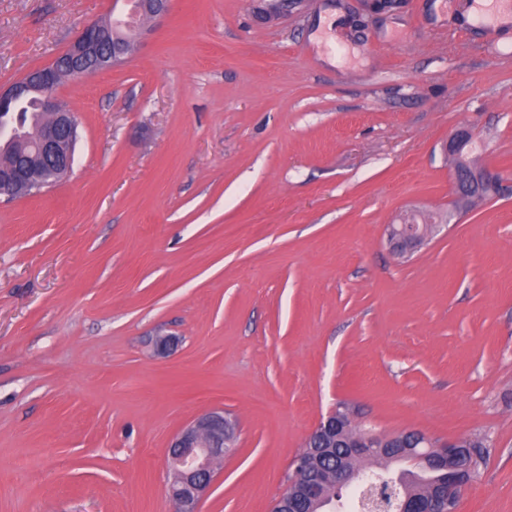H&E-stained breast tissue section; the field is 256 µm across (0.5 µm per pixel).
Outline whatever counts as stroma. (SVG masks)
<instances>
[{
	"instance_id": "obj_1",
	"label": "stroma",
	"mask_w": 512,
	"mask_h": 512,
	"mask_svg": "<svg viewBox=\"0 0 512 512\" xmlns=\"http://www.w3.org/2000/svg\"><path fill=\"white\" fill-rule=\"evenodd\" d=\"M112 6L0 0V87ZM56 94L71 173L0 195V512H171L169 444L214 408L236 440L199 512H271L342 403L360 430L486 438L458 512H512V197L409 260L387 239L448 208L459 129L512 182V21L172 0L127 63Z\"/></svg>"
}]
</instances>
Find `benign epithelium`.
Here are the masks:
<instances>
[{"label": "benign epithelium", "mask_w": 512, "mask_h": 512, "mask_svg": "<svg viewBox=\"0 0 512 512\" xmlns=\"http://www.w3.org/2000/svg\"><path fill=\"white\" fill-rule=\"evenodd\" d=\"M129 12L124 19L112 21V45L104 47L100 23L87 25L69 46L64 57L89 77L124 64L148 27L140 20L152 22L164 18L171 0H125ZM59 63L54 61L28 73L25 78L0 89V112L4 107L29 95L39 96L41 111L47 120L35 137L33 163H15L0 168V188L27 193L50 186L64 178L73 168L78 123L76 116L53 94H42L44 86L58 81ZM473 141L467 129L457 130L446 142L444 150L455 160L453 193L455 203L465 207L474 199L489 200L512 191L500 174L476 165L465 154ZM438 225L427 218L391 224L388 242L394 253L406 259L427 244ZM345 429L340 414L333 410L323 417L309 436L317 439L321 457L337 447V432ZM232 427L222 410H212L185 425L168 448V495L177 512H198V506L214 483L215 470L222 463L226 445L232 440ZM380 443L370 445V438L358 439L341 455L350 461L370 451L391 460H423L434 469L448 473V483L430 490L422 498L409 494L402 502L401 512H456V500L467 487L458 469L464 458H477V449L462 439L439 443L421 431L409 430L379 436ZM322 480L314 478L304 485L301 495L291 498V512H322L331 508L334 500L321 494Z\"/></svg>", "instance_id": "7a95c632"}]
</instances>
